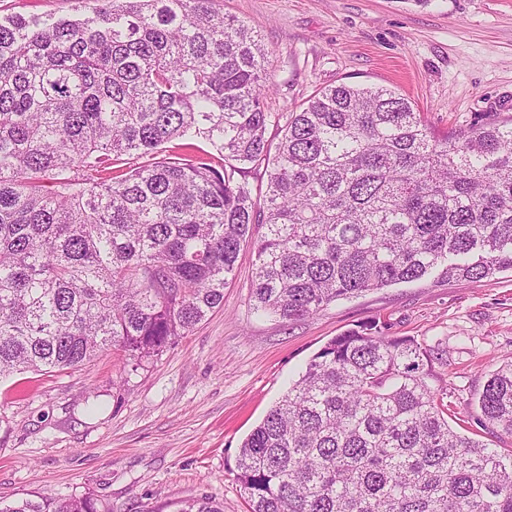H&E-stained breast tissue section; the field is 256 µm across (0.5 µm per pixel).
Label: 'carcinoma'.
Segmentation results:
<instances>
[{
	"mask_svg": "<svg viewBox=\"0 0 512 512\" xmlns=\"http://www.w3.org/2000/svg\"><path fill=\"white\" fill-rule=\"evenodd\" d=\"M96 2L0 20V379L159 355L224 306L245 243L253 310L286 321L437 270L512 271V119L439 138L404 95L339 84L273 147L270 51L219 0ZM135 155L152 162L119 165ZM260 168L261 209L244 179ZM434 359L374 321L328 341L240 446L248 512H512V453L449 426ZM478 409L512 436V362Z\"/></svg>",
	"mask_w": 512,
	"mask_h": 512,
	"instance_id": "obj_1",
	"label": "carcinoma"
}]
</instances>
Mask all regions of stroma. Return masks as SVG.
I'll return each instance as SVG.
<instances>
[{
  "instance_id": "35a3bbf8",
  "label": "stroma",
  "mask_w": 512,
  "mask_h": 512,
  "mask_svg": "<svg viewBox=\"0 0 512 512\" xmlns=\"http://www.w3.org/2000/svg\"><path fill=\"white\" fill-rule=\"evenodd\" d=\"M271 52L270 111L346 83L409 98L439 137L512 117V0H221ZM93 0H0L12 16L77 19ZM255 255L240 251L224 306L123 374L105 354L76 370L0 379V502L92 496L99 512H173L205 496L247 512L237 481L245 437L330 339L367 321L440 348L435 385L449 423L492 448L512 436L473 413L512 360V273L478 284L433 273L329 304L294 322L252 310Z\"/></svg>"
}]
</instances>
